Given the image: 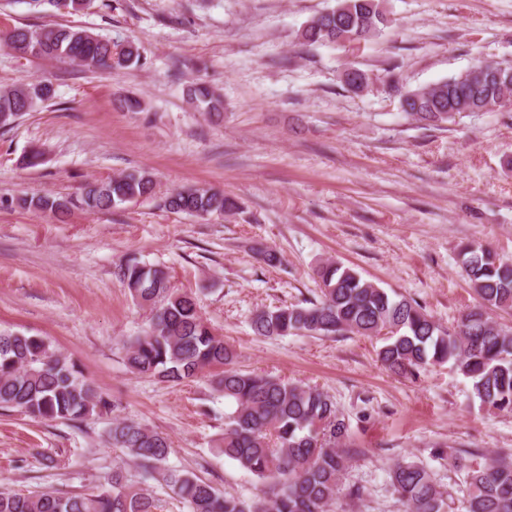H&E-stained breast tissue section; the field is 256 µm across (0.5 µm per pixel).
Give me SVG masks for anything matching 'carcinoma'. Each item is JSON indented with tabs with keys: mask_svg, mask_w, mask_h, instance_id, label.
<instances>
[{
	"mask_svg": "<svg viewBox=\"0 0 512 512\" xmlns=\"http://www.w3.org/2000/svg\"><path fill=\"white\" fill-rule=\"evenodd\" d=\"M387 23L383 0H337L312 17L298 39L306 45L350 44L377 37ZM0 46L22 56L52 58L92 69H126L146 64L136 43L63 26L30 25L0 30ZM485 68L481 79L472 69ZM457 76L401 93L403 112L426 123H443L463 112H491L512 106V63L480 62ZM50 81L0 90V127L12 125L53 99ZM186 95L199 111L221 115L224 101L210 85L196 82ZM156 183L138 172L89 183L74 197L53 195L0 199L49 211L63 218L74 209L109 210L150 198ZM173 212L194 216L224 215L235 201L212 187L173 191L163 199ZM461 268L478 305L456 325H439L416 301L390 295L350 267L333 260L316 269L321 297L305 305L259 309L251 317L254 334L384 335L378 351L382 367L418 380L435 365L452 364L481 403L512 411V326L491 313L512 310V261L491 248L469 244L459 253ZM116 276L132 297L149 309L147 328L126 344L133 373L181 384L205 371L216 390L233 406L225 414L224 457L252 474L259 493L244 497L222 492L196 474L169 465L171 443L140 423L116 418L108 431L148 474L161 477L187 512H332L349 462L348 425L333 398L316 386H299L265 373L234 367L235 351L204 320L197 298L170 286L157 265L129 257ZM0 407L40 420L78 422L114 408L97 392L80 366L51 349L36 334L0 332ZM465 494L458 512H512V462L490 458L463 466ZM391 486L406 512H447L444 491L420 462H398ZM163 499L132 480L125 463L112 467L106 483L90 492L23 493L0 488V512H162Z\"/></svg>",
	"mask_w": 512,
	"mask_h": 512,
	"instance_id": "carcinoma-1",
	"label": "carcinoma"
}]
</instances>
